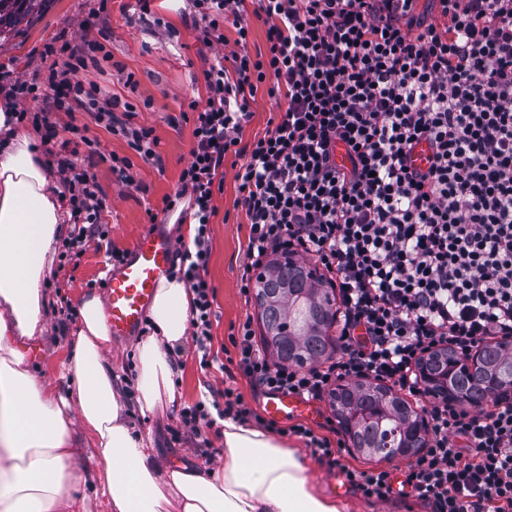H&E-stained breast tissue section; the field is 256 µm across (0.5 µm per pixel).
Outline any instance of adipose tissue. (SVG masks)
Wrapping results in <instances>:
<instances>
[{
  "label": "adipose tissue",
  "mask_w": 512,
  "mask_h": 512,
  "mask_svg": "<svg viewBox=\"0 0 512 512\" xmlns=\"http://www.w3.org/2000/svg\"><path fill=\"white\" fill-rule=\"evenodd\" d=\"M7 115L0 108V512H87L72 488L89 445L109 512H341L311 481L305 457L233 417L222 422L224 454L210 470L161 468L151 439L135 433L131 413L176 398L170 351L188 334L192 299L184 281L164 277L154 290L135 392L106 360L111 335L94 295L82 298L75 347L60 363L72 389H50L30 372L21 345L45 332L41 285L63 217L51 170Z\"/></svg>",
  "instance_id": "1"
}]
</instances>
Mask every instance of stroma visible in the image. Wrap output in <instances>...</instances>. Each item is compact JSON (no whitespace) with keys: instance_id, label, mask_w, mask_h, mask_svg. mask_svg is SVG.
Instances as JSON below:
<instances>
[{"instance_id":"1","label":"stroma","mask_w":512,"mask_h":512,"mask_svg":"<svg viewBox=\"0 0 512 512\" xmlns=\"http://www.w3.org/2000/svg\"><path fill=\"white\" fill-rule=\"evenodd\" d=\"M98 0H46L41 14L17 32L0 37V65L8 67L14 78L45 80L48 64L42 59L47 43L58 37L75 41H99L112 58L104 70L89 67L79 71L77 80L98 83L118 94L122 101L135 106L133 125L152 128L156 150L163 165L145 160L121 133L108 132L93 114L75 110L54 111L49 118L60 137H67L70 125L83 128L87 137L99 143L100 158L89 172L93 174L100 195L105 200L101 221L109 227L108 246L89 242L77 257L64 256L63 245H56L52 270L42 283L43 316L46 332L30 343L29 363L50 386L64 390L69 386L61 377L59 364L75 344L78 324L76 314L82 295L98 293L101 270L108 259V249L127 251L141 235L162 232L169 239L188 240L187 225L178 223L177 212L163 213V200L175 196L179 177L192 146L193 114L190 100H205L207 90L202 74L204 59L223 52L222 44L204 46L201 31L191 22L190 0H152L150 16H141L135 0H109L106 12H99ZM128 158L127 181H120L112 170L111 156ZM232 159L224 161V190L215 194L217 214L210 226V257L206 277L216 290L212 326V348L221 361L236 358L238 349L232 333L245 319L256 318L254 302L241 293L240 275L249 228L244 212L236 208L238 196ZM157 220H150V213ZM179 366L174 377L178 397L174 404L163 405L155 414L130 418L137 432L152 435L160 464L179 460L188 465L218 464L224 445L214 430L197 437L185 427L180 413L200 398L223 400L225 388H233L256 411H263L267 396L254 390L242 376H229L218 369L202 370L195 346L184 340L180 346ZM209 446H202V439ZM313 479L324 492L341 503L342 512H429L410 495H397L386 502L364 498L346 482L343 467L391 472L403 480L408 460L397 458L384 463L366 460L353 448H346L337 466H329L311 455Z\"/></svg>"}]
</instances>
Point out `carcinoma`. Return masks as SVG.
<instances>
[{
  "label": "carcinoma",
  "instance_id": "cac0c4a2",
  "mask_svg": "<svg viewBox=\"0 0 512 512\" xmlns=\"http://www.w3.org/2000/svg\"><path fill=\"white\" fill-rule=\"evenodd\" d=\"M45 0H0V34L38 14ZM264 348L282 365L304 368L331 357L335 338V297L303 259L274 258L257 280L255 296ZM427 392L479 406L512 387V353L484 344L468 362L449 350L431 353L420 365ZM330 406L352 447L368 459L410 457L422 448L414 429L421 414L387 386L368 381L341 384Z\"/></svg>",
  "mask_w": 512,
  "mask_h": 512
}]
</instances>
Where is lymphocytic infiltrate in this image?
<instances>
[{
	"mask_svg": "<svg viewBox=\"0 0 512 512\" xmlns=\"http://www.w3.org/2000/svg\"><path fill=\"white\" fill-rule=\"evenodd\" d=\"M391 0H191L204 41L237 37L227 58L204 69L205 101H190L193 146L180 174L195 226L175 251L170 277L193 295L192 341L202 369L212 352L215 289L204 275L214 194L224 188V160L239 158L236 204L249 224L240 279L249 293L269 250L299 248L335 273L342 306L338 357L296 368L277 364L253 343L250 322L238 327L237 369L267 394L319 400L337 382L374 379L421 395L417 369L425 354L448 348L467 355L488 339L512 350V0H428L421 11L393 12ZM264 20L266 52L247 51L246 12ZM46 83L9 80L16 121H30L61 175L77 226L66 253L105 241L103 202L81 154L98 143L71 126L57 136L50 110L81 108L105 129L121 128L143 158L156 159L149 127L97 84L75 75L108 61L104 44L48 45ZM283 100L272 129L243 144L258 91ZM45 102L33 112L29 103ZM427 142V165L415 145ZM490 409L456 410L432 402L431 438L410 463L404 484L430 512H512V400L492 396ZM258 420L232 388L223 407L198 401L183 409L192 430L218 416ZM260 420V419H259ZM365 498L394 494L387 470L345 469Z\"/></svg>",
	"mask_w": 512,
	"mask_h": 512,
	"instance_id": "f902f5d3",
	"label": "lymphocytic infiltrate"
}]
</instances>
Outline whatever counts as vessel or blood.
<instances>
[{"instance_id":"1","label":"vessel or blood","mask_w":512,"mask_h":512,"mask_svg":"<svg viewBox=\"0 0 512 512\" xmlns=\"http://www.w3.org/2000/svg\"><path fill=\"white\" fill-rule=\"evenodd\" d=\"M173 245L167 236L155 232L140 236L121 262L107 269L105 312L115 338L129 340L139 331L158 280L172 263ZM265 412L269 417L311 416L310 402L294 395L277 393L268 397Z\"/></svg>"}]
</instances>
